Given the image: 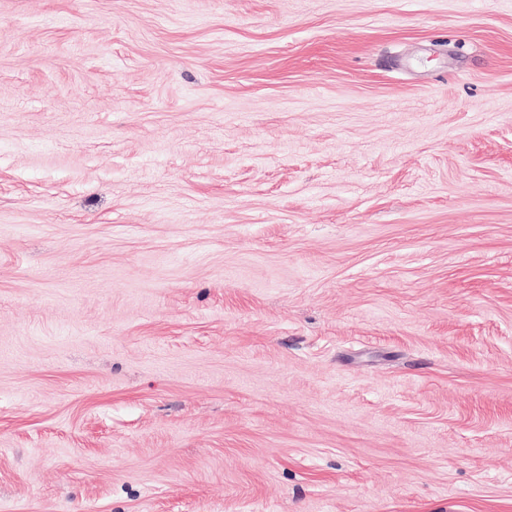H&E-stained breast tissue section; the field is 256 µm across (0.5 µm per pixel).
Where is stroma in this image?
Here are the masks:
<instances>
[{"label": "stroma", "instance_id": "1", "mask_svg": "<svg viewBox=\"0 0 512 512\" xmlns=\"http://www.w3.org/2000/svg\"><path fill=\"white\" fill-rule=\"evenodd\" d=\"M0 512H512V0H0Z\"/></svg>", "mask_w": 512, "mask_h": 512}]
</instances>
